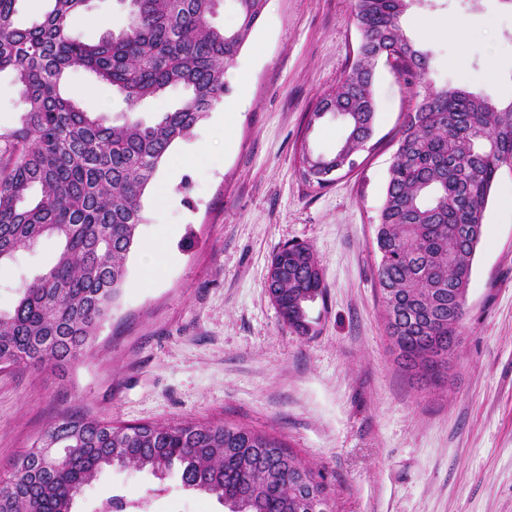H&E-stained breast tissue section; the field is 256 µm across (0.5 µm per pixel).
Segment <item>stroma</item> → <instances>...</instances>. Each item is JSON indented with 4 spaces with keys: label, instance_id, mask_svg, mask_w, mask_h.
<instances>
[{
    "label": "stroma",
    "instance_id": "1",
    "mask_svg": "<svg viewBox=\"0 0 512 512\" xmlns=\"http://www.w3.org/2000/svg\"><path fill=\"white\" fill-rule=\"evenodd\" d=\"M129 24L126 0H89L72 34L95 43ZM401 26L431 53L435 86L512 101L507 0H414ZM357 43L351 0H267L227 71L230 94L174 146L146 192L126 284L90 352L63 372L0 370V481L69 408L266 431L324 474L340 512H512V208L502 202L512 169L490 192L458 350L438 382L424 383L394 361L374 274L376 218L413 90L378 64L375 133L355 167L319 189L296 162L305 140L336 152L340 123L310 130L307 117L348 72ZM68 85L84 88V111L117 123H151L184 97L172 89L132 109L83 70ZM297 242L312 247L327 285L306 337L265 288L273 252ZM57 250L44 238L0 266L1 310L14 305L19 276L45 272ZM149 253L159 268L147 279ZM113 495L154 512H224L179 471L158 478L119 466L83 486L76 512H99Z\"/></svg>",
    "mask_w": 512,
    "mask_h": 512
}]
</instances>
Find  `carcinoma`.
<instances>
[{
	"mask_svg": "<svg viewBox=\"0 0 512 512\" xmlns=\"http://www.w3.org/2000/svg\"><path fill=\"white\" fill-rule=\"evenodd\" d=\"M21 0H0V72L13 71L25 104L20 125L0 130V264L42 238L58 244L54 264L22 279L0 310V370L68 367L88 353L126 281V260L143 224V197L170 149L230 92L226 71L261 18L265 0H233L235 27L211 23L215 0H131V25L97 43L71 36L88 0H46L41 20L14 23ZM411 0H352L355 60L319 104L347 115L337 153L362 150L375 132L371 66L380 54L418 86L404 115L375 228L388 336L399 364L435 382L459 342L471 266L484 234L487 200L512 169V107L464 88L426 82L430 54L403 31ZM81 68L112 85L129 106L179 87L186 98L150 124H107L83 111L67 85ZM285 274L272 290L299 335L307 307L326 285L312 248L272 256ZM50 441L19 456L0 482V512H72L99 471L131 466L214 495L225 512H338L323 474L278 437L226 422L118 424L88 412L59 413Z\"/></svg>",
	"mask_w": 512,
	"mask_h": 512,
	"instance_id": "cac0c4a2",
	"label": "carcinoma"
}]
</instances>
